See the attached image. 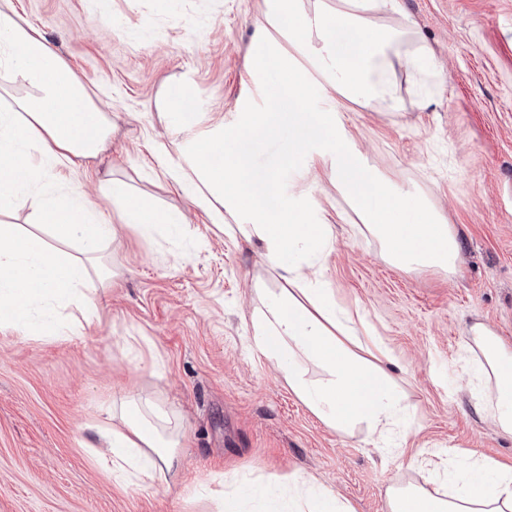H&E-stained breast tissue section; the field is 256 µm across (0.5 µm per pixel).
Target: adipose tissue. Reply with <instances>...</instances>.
I'll use <instances>...</instances> for the list:
<instances>
[{"label":"adipose tissue","instance_id":"ef3b65f1","mask_svg":"<svg viewBox=\"0 0 512 512\" xmlns=\"http://www.w3.org/2000/svg\"><path fill=\"white\" fill-rule=\"evenodd\" d=\"M433 49L415 36L402 0H265L253 42L252 70L275 68L265 105L243 104L233 123L196 132L173 175L216 224L232 217L245 239L264 248L269 273L283 285L261 288L251 315L255 350L273 362L299 400L328 428L364 426L375 447L408 407L392 375L394 360L359 314L338 305L320 260L334 243L329 224L312 223L307 208L274 210L253 200L261 187L278 189L276 173L250 168L246 155L278 122L288 124L289 161L330 167L332 180L358 214L381 253L401 269L455 272L460 245L452 225L424 200L380 178L349 136L342 113L308 109L318 83L342 98L398 108L391 62L410 71L431 61ZM0 77L28 89L17 108H0V210L33 207L50 237L0 224V331L48 339L83 334L98 313L99 261L117 235L79 190L48 179L60 165L93 159L110 133L109 118L40 31L0 11ZM105 194L143 232L177 233L181 219L137 196L119 180ZM78 254L62 251L70 241ZM83 320L69 324L66 310ZM467 375L477 408L512 436V345L482 324L469 330ZM322 375L312 378L309 366ZM86 447L118 482L147 488L179 472L183 421L147 398L122 403L107 425H85ZM288 512H354L315 478L295 475L279 486ZM387 512H512V466L479 456L434 473L430 486L398 484L386 493Z\"/></svg>","mask_w":512,"mask_h":512}]
</instances>
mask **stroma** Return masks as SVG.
<instances>
[{
    "label": "stroma",
    "mask_w": 512,
    "mask_h": 512,
    "mask_svg": "<svg viewBox=\"0 0 512 512\" xmlns=\"http://www.w3.org/2000/svg\"><path fill=\"white\" fill-rule=\"evenodd\" d=\"M435 53L425 76L393 66L399 108L312 95L315 112H343L379 173L423 195L461 244L456 272L398 269L327 170L289 165L288 131L248 154L281 170L280 205L335 224L323 274L340 304L359 310L395 359L412 411L398 448L369 444L364 428H327L253 348L256 282L276 287L257 245L219 231L169 187L182 135L167 131L166 93L195 91L202 123L232 122L262 104L247 73L264 0H13L14 20L39 29L112 121L105 150L83 167L53 170L87 193L119 236L106 247L111 277L85 335L49 341L0 333V512H215L211 491L234 476L240 512H283L253 492L311 474L355 512H386L388 487L422 483L449 459L512 465L466 387L467 329L479 321L512 343V0H404ZM119 179L181 214L183 232L144 234L103 187ZM149 395L180 414L190 437L178 475L126 488L97 464L81 427Z\"/></svg>",
    "instance_id": "stroma-1"
}]
</instances>
